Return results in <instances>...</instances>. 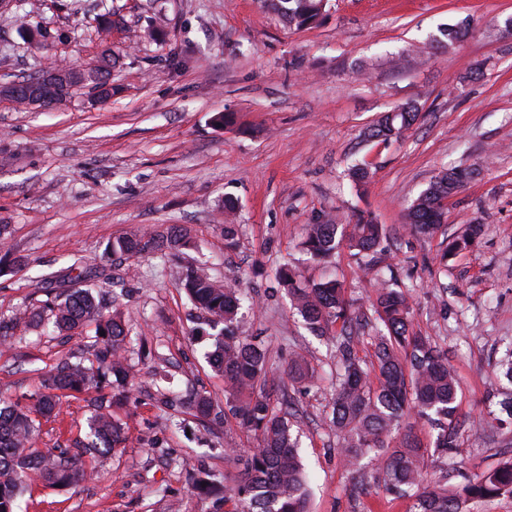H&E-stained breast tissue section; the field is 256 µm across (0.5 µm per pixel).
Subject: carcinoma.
I'll list each match as a JSON object with an SVG mask.
<instances>
[{
  "label": "carcinoma",
  "instance_id": "carcinoma-1",
  "mask_svg": "<svg viewBox=\"0 0 512 512\" xmlns=\"http://www.w3.org/2000/svg\"><path fill=\"white\" fill-rule=\"evenodd\" d=\"M288 26L298 30L316 25L323 16L324 0H261ZM118 58L106 49L97 62L85 66L76 87L87 88L95 97L100 89L112 93L111 70ZM397 113H385L370 129L369 138L383 143L410 130L420 118L414 102L395 106ZM369 163L352 164L348 177L357 189L369 180ZM469 169L441 172L410 205L411 230L433 235L442 226L448 198L464 186ZM236 204L224 200V241L234 244L238 225L234 224ZM479 225L448 242L444 256L450 258L473 243ZM385 225L371 215H359L355 223L342 224L329 217L307 226L302 250L314 260H326L345 246L358 255L371 257L377 265L386 263L388 250ZM190 246L184 229L167 234H131L112 239L108 250L114 256L168 253L176 256ZM279 287L288 293L293 309L308 329L336 347L337 379L328 429L336 434V453L343 466L358 471L362 459L371 456L380 465L376 486L396 498L410 501L409 512H468L469 504L512 497V457L461 484H429L426 459L448 455L456 447L459 416V387L441 345L414 331L410 319V293L392 287L390 279L379 276L371 301L377 321L372 337L373 353L358 355L360 337L352 335V325L362 320L361 312L345 298L339 280L327 278L301 285L299 272L286 264L276 271ZM192 304L207 315L208 325L217 331L211 354L214 370L224 377V415L232 416L240 428L256 438L246 451L242 478L224 491L229 512H309V476L299 454L297 438L291 432L286 412L275 406L268 389V349L257 336H239L234 331L247 296L236 286L219 285L202 267L187 270L181 283ZM53 327L60 332H78L95 325L93 358L64 363L43 380V391L0 408V512H18V499L33 484L65 487L99 474L98 462L125 443V424L111 408L127 401L128 330L117 316L106 311L89 288H74L45 304ZM39 314L24 310L9 323L0 322V341H7L3 329H16L37 321ZM341 323L338 332L332 331ZM105 335H100V332ZM288 378L309 382L313 369L299 354L288 359ZM90 388L108 391L100 398L88 421L89 432L78 442L76 452L56 448L44 452L32 447L43 424L55 415L60 398ZM186 409L197 417L214 412L210 396L189 395ZM412 419L436 431L429 449L412 434V425L398 432L401 422Z\"/></svg>",
  "mask_w": 512,
  "mask_h": 512
}]
</instances>
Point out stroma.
Instances as JSON below:
<instances>
[{"label":"stroma","instance_id":"obj_1","mask_svg":"<svg viewBox=\"0 0 512 512\" xmlns=\"http://www.w3.org/2000/svg\"><path fill=\"white\" fill-rule=\"evenodd\" d=\"M114 25L98 32V15ZM512 0H328L320 25L288 28L257 0H15L0 12V81L66 62L95 59L104 44L120 58L112 98L94 103L75 90L65 103L29 108L0 100V224L23 266L0 277V321L38 308L74 286V258L103 263L88 285L115 301L130 330L131 399L115 415L127 442L99 476L73 486H33L21 512H214L186 472L231 486L243 468L226 446L252 447L235 421L185 415L169 424L167 385L224 404V379L206 359L213 349L203 315L180 290L187 265L234 282L255 299L243 336L270 349V384L290 404V422L312 469L311 512H408V503L364 489L342 468L326 424L335 352L312 336L275 282L280 263L303 282L333 276L357 307H369L375 274L342 251L328 260L301 249L305 228L336 215L371 213L390 234L398 287L410 289L412 323L448 351L467 420L458 446L429 460V479L451 483L512 457V427L495 428L508 383L499 362L512 352ZM164 34L147 37L156 19ZM461 25L453 46L440 27ZM41 31L39 43L22 29ZM408 100L421 117L400 141L367 137L378 117ZM230 112L219 128L214 114ZM366 160L373 177L352 189L347 166ZM476 169L448 200L442 233L407 231L408 207L441 170ZM237 204L241 230L226 245L224 200ZM483 230L451 260L442 255L467 225ZM182 226L195 244L184 260L160 255L103 261L116 236ZM93 328L73 335L50 326L14 331L0 347V395L39 390L61 360L90 358ZM315 371L306 388L285 373L292 354ZM95 391L63 398L38 448L83 437Z\"/></svg>","mask_w":512,"mask_h":512}]
</instances>
